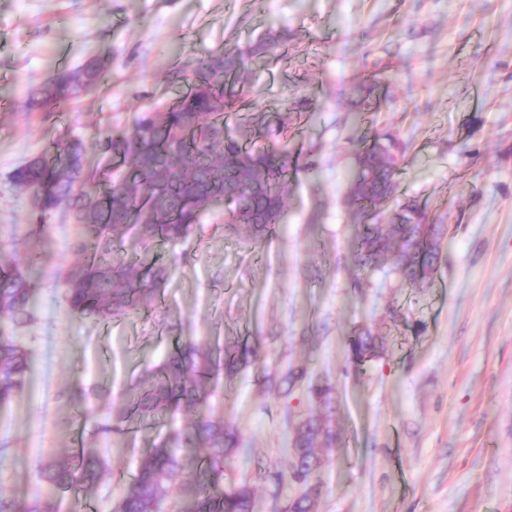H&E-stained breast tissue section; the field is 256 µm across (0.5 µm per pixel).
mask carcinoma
<instances>
[{
  "label": "carcinoma",
  "mask_w": 512,
  "mask_h": 512,
  "mask_svg": "<svg viewBox=\"0 0 512 512\" xmlns=\"http://www.w3.org/2000/svg\"><path fill=\"white\" fill-rule=\"evenodd\" d=\"M285 40L284 33L269 30L245 51L224 50L195 71L172 106L142 113L130 132L98 137L108 169L85 168L83 140L69 134L10 173V182L32 197L30 224L36 233H46L61 207L78 224L74 248L83 262L63 282L72 314L110 320L149 307L163 293L167 276V267L150 258L154 243L187 237L215 200L224 203L227 228L242 224L260 240L273 233L290 175L313 167H297L274 147L247 146L227 130L225 114L243 93L254 64ZM111 68L110 57L90 58L30 88L17 107L29 113L41 110L48 117L51 109L97 87ZM397 148L390 134H377L357 155L351 192V204L363 222L357 256L364 267L391 263V271L415 286L434 269L443 225L426 223L415 205L395 209L388 224L377 223V210L396 192ZM119 231L131 234L138 261L131 263L119 253ZM34 261L28 255L22 261L0 262V319H9L16 328L33 318L32 290L23 267ZM382 347V334L357 329L349 344L352 362L359 367ZM253 357L255 347L247 343L225 347L186 342L154 372L149 389L123 404L115 417L95 424V431L106 440L123 437L133 417L145 419L180 403L203 406L222 373L236 371ZM27 372L26 347L0 331V405L24 388ZM307 377L306 367L290 365L281 375L266 373L262 380L270 388L285 387L287 395ZM307 391L318 401L331 393L320 383L308 384ZM339 440L327 421L310 418L302 423L292 442L293 461L275 473L278 487L299 485L317 463L316 449L334 448ZM240 445L223 421L201 418L179 430L174 444L156 447L139 460L133 481L112 512H252L250 488L224 483V460ZM108 466L109 460L95 448L80 447L64 458L48 455L38 462L36 477L48 485L49 494L19 500L0 487V512H60L66 497L90 493ZM187 467L194 469L195 479L179 486V502L171 505V484ZM314 498L305 490L285 500L283 512H311Z\"/></svg>",
  "instance_id": "carcinoma-1"
}]
</instances>
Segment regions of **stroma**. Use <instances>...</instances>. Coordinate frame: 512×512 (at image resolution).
I'll use <instances>...</instances> for the list:
<instances>
[{
  "instance_id": "stroma-1",
  "label": "stroma",
  "mask_w": 512,
  "mask_h": 512,
  "mask_svg": "<svg viewBox=\"0 0 512 512\" xmlns=\"http://www.w3.org/2000/svg\"><path fill=\"white\" fill-rule=\"evenodd\" d=\"M273 26L288 40L253 71L227 127L250 126L263 146L284 124L271 143L313 165L288 190L284 224L259 243L246 226L224 229L213 208L202 229L155 243L170 274L149 308L73 316L60 282L82 263L77 226L62 208L32 234L31 197L9 173L68 132L84 138L87 166L101 165L98 132L173 104L211 56ZM93 56L112 60L101 90L49 118L18 110L30 87ZM385 130L405 147L385 212L416 205L444 227L420 288L357 259L355 153ZM32 251L35 317L21 331L30 383L0 407L7 493L45 494L43 452L97 443L76 408L101 421L117 412L177 340H247L255 364L225 377L207 406L241 437L225 475L251 486L254 512L282 502L249 449L286 468L287 431L312 415L331 416L342 437L318 451L314 512H512V0H0V253ZM392 308L404 321L388 322ZM358 328L384 335L359 368L349 348ZM299 364L332 385L331 406L306 387L285 396L258 380ZM199 416L181 409L103 448L111 470L86 505L110 512L139 457Z\"/></svg>"
}]
</instances>
